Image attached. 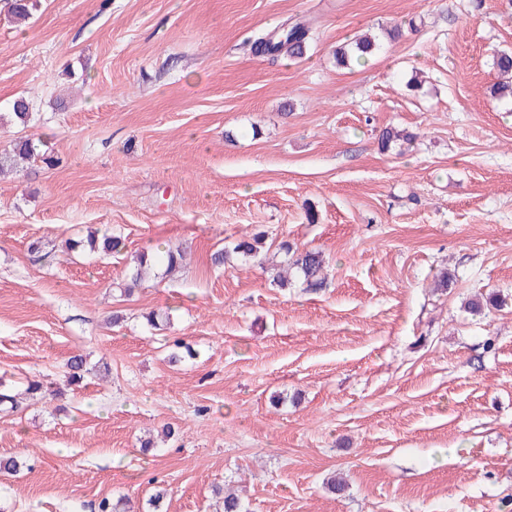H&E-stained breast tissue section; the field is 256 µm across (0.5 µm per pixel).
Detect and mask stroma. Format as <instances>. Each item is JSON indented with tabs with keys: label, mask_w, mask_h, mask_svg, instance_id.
<instances>
[{
	"label": "stroma",
	"mask_w": 512,
	"mask_h": 512,
	"mask_svg": "<svg viewBox=\"0 0 512 512\" xmlns=\"http://www.w3.org/2000/svg\"><path fill=\"white\" fill-rule=\"evenodd\" d=\"M294 20L304 58L252 54ZM364 33L379 51L337 64ZM510 49L512 0H36L24 24L0 0V152L55 160L0 176V390L62 386L0 406L21 463L0 512H149L160 486L163 512H216L224 483L247 512H506L512 99L491 60ZM387 127L416 139L382 149ZM91 228L125 249H31ZM285 241L324 254L323 287L273 284ZM180 245L176 277L125 294L135 255ZM492 291L506 306L466 310ZM180 342L197 358L171 362ZM77 354L95 372L68 386ZM35 148L33 142L29 139L19 140L14 143L10 152L0 156V171L6 167H13L21 162L29 161L34 158Z\"/></svg>",
	"instance_id": "35a3bbf8"
}]
</instances>
